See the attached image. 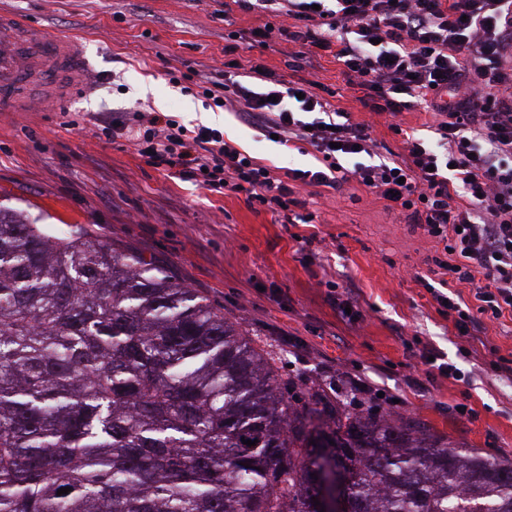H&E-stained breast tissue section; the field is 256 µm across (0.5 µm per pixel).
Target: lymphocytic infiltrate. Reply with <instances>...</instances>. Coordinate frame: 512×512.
Listing matches in <instances>:
<instances>
[{"label": "lymphocytic infiltrate", "instance_id": "lymphocytic-infiltrate-1", "mask_svg": "<svg viewBox=\"0 0 512 512\" xmlns=\"http://www.w3.org/2000/svg\"><path fill=\"white\" fill-rule=\"evenodd\" d=\"M242 10L281 13L302 22L309 48L332 54L363 105L393 116L401 136L394 158L354 167L373 154L370 125L342 113L325 128L330 104L316 80L285 82L250 66L200 77L203 98L257 115L264 136L301 141L320 154L317 169L274 173L206 126L186 128L160 114L142 116L133 142L146 163L181 169L210 191L245 193L248 204L311 223L303 192L342 191L357 182L385 199L421 235L441 244L418 283L442 303L455 329L474 313L512 314V0H234ZM434 118V143L395 118L415 107ZM473 288L476 307L444 288Z\"/></svg>", "mask_w": 512, "mask_h": 512}]
</instances>
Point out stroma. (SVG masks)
Segmentation results:
<instances>
[{
    "label": "stroma",
    "mask_w": 512,
    "mask_h": 512,
    "mask_svg": "<svg viewBox=\"0 0 512 512\" xmlns=\"http://www.w3.org/2000/svg\"><path fill=\"white\" fill-rule=\"evenodd\" d=\"M225 0H0L49 35L83 41L89 83L62 112L0 115V204L26 211L57 231L80 230L152 258L196 289L272 359L289 401L312 389H353L364 409L421 423L459 448L512 459V317L479 316L458 336L415 280L435 253L384 200L357 183L335 192L312 187L309 224H285L254 211L242 193L201 188L176 168L147 164L132 141L107 138L113 124L136 127V113L161 112L187 127H210L274 172L318 162L303 143L285 148L261 136L242 114L197 96L195 77L224 67L228 33L282 15L225 11ZM292 44L241 50L242 66L263 63L294 81ZM316 78L333 108L372 127L379 158L399 153L387 115L363 107L333 57ZM312 240L301 250L297 236ZM432 352L457 367L448 377L421 362ZM468 415H461L459 406Z\"/></svg>",
    "instance_id": "stroma-1"
}]
</instances>
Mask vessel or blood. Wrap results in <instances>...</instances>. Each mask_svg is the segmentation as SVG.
<instances>
[{
  "label": "vessel or blood",
  "instance_id": "vessel-or-blood-1",
  "mask_svg": "<svg viewBox=\"0 0 512 512\" xmlns=\"http://www.w3.org/2000/svg\"><path fill=\"white\" fill-rule=\"evenodd\" d=\"M87 69L82 42L49 37L38 24L0 12V112H28L33 104L16 93L20 81L37 77L48 109L59 112L83 90Z\"/></svg>",
  "mask_w": 512,
  "mask_h": 512
}]
</instances>
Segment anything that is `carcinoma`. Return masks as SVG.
I'll return each mask as SVG.
<instances>
[{
	"label": "carcinoma",
	"instance_id": "1",
	"mask_svg": "<svg viewBox=\"0 0 512 512\" xmlns=\"http://www.w3.org/2000/svg\"><path fill=\"white\" fill-rule=\"evenodd\" d=\"M319 473L350 512H512V459L298 412L197 290L0 205V512H323Z\"/></svg>",
	"mask_w": 512,
	"mask_h": 512
}]
</instances>
